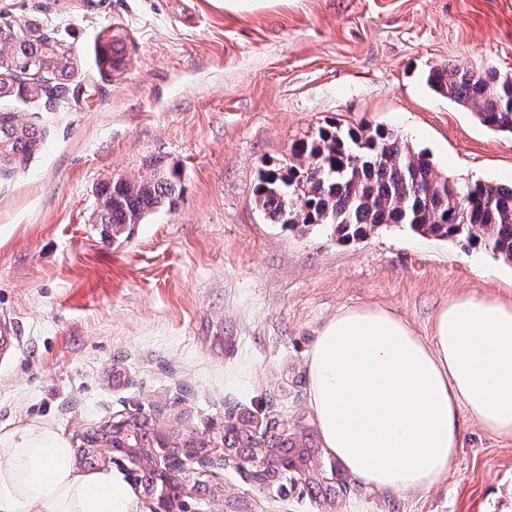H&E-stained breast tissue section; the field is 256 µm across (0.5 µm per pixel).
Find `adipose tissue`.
Returning <instances> with one entry per match:
<instances>
[{"label":"adipose tissue","mask_w":512,"mask_h":512,"mask_svg":"<svg viewBox=\"0 0 512 512\" xmlns=\"http://www.w3.org/2000/svg\"><path fill=\"white\" fill-rule=\"evenodd\" d=\"M323 444L371 490L430 488L455 465L463 424L512 439V299L468 292L431 338L379 306L340 308L307 358ZM46 427L0 432V512H136L124 485L85 473Z\"/></svg>","instance_id":"adipose-tissue-1"}]
</instances>
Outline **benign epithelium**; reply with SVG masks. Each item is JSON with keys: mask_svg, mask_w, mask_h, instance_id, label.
Listing matches in <instances>:
<instances>
[{"mask_svg": "<svg viewBox=\"0 0 512 512\" xmlns=\"http://www.w3.org/2000/svg\"><path fill=\"white\" fill-rule=\"evenodd\" d=\"M125 443L112 446L107 435L81 447L82 455L103 461L125 460L131 465L133 480L143 485L150 512H190L187 498L191 497L198 480L226 463L233 462L251 483L271 488L275 480L266 477V437L248 448H225L221 454L208 447L205 439L191 436L182 448H142L130 443L131 429L120 423Z\"/></svg>", "mask_w": 512, "mask_h": 512, "instance_id": "benign-epithelium-1", "label": "benign epithelium"}]
</instances>
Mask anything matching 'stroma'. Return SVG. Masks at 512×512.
<instances>
[{
  "label": "stroma",
  "mask_w": 512,
  "mask_h": 512,
  "mask_svg": "<svg viewBox=\"0 0 512 512\" xmlns=\"http://www.w3.org/2000/svg\"><path fill=\"white\" fill-rule=\"evenodd\" d=\"M0 0V24H38L70 47L60 100L25 94L0 112L36 128L31 158L0 169V427L48 425L73 447L132 415L153 439L224 446L229 425L324 449L307 357L337 309L386 307L430 337L466 292L512 297V263L483 245L379 227L339 240L272 223L261 170L331 121L384 124L460 182L512 184V135L434 93L431 68L512 77V0H280L232 12L196 0ZM121 38L125 64L96 49ZM176 173L170 205L119 237L99 193L150 165ZM346 493L281 473L247 482L235 464L202 477L192 512H512V440L465 425L455 469L388 497L348 476ZM228 490L215 502V489Z\"/></svg>",
  "instance_id": "35a3bbf8"
}]
</instances>
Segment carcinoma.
<instances>
[{
  "label": "carcinoma",
  "mask_w": 512,
  "mask_h": 512,
  "mask_svg": "<svg viewBox=\"0 0 512 512\" xmlns=\"http://www.w3.org/2000/svg\"><path fill=\"white\" fill-rule=\"evenodd\" d=\"M73 70L72 53L48 42L34 30L0 25V98L29 75L28 95L47 96L38 79L49 75L54 87ZM427 84L438 94L474 112L484 126L512 135V82L495 70L475 72L462 65L432 68ZM37 145L34 129L21 125L11 112L0 113V163H11ZM174 176L158 167L137 179L114 180L101 193L100 223L117 234L128 224L173 202ZM302 202L293 208L290 199ZM467 200L472 212L467 222L452 218L453 198ZM256 205L275 224H326L342 241L367 235L375 227L393 224L428 237H465L478 241L512 262V185L488 182L461 184L438 173L422 151L388 127H342L328 124L294 143L288 166L261 173ZM267 473L274 477L280 463L303 475L314 450L288 439L269 443Z\"/></svg>",
  "instance_id": "obj_1"
}]
</instances>
